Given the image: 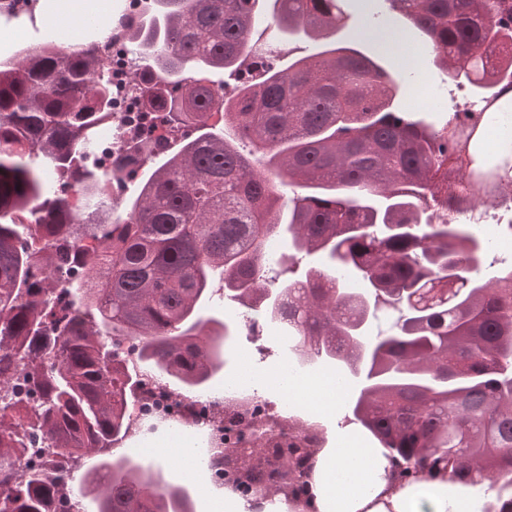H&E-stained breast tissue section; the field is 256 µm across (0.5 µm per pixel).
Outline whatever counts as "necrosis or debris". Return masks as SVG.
Here are the masks:
<instances>
[{
	"mask_svg": "<svg viewBox=\"0 0 512 512\" xmlns=\"http://www.w3.org/2000/svg\"><path fill=\"white\" fill-rule=\"evenodd\" d=\"M148 0H124L117 13L104 17L97 38L98 46L106 48L112 57L114 71L112 128L102 139L98 156L103 166H110L128 138L138 106L134 100L129 76L137 69V61L127 50L126 32L141 14ZM501 184L497 181H469L448 193V212L462 219L478 213L475 201L480 197L499 198L496 210L482 213L484 223L498 224L500 213L512 214V200L500 199ZM132 432L125 443L135 449L143 445L146 423L155 430L174 431L189 425L191 438L202 450L206 483L213 493L227 491L224 480L225 453L228 443L225 429L251 426L261 429V445L265 448L322 449L326 446L323 424L309 404L292 393H282L275 401L266 400L252 383L225 382L208 390L188 394L159 376L147 373L141 378L131 401Z\"/></svg>",
	"mask_w": 512,
	"mask_h": 512,
	"instance_id": "obj_1",
	"label": "necrosis or debris"
}]
</instances>
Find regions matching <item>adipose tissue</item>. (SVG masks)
I'll return each mask as SVG.
<instances>
[{"label":"adipose tissue","instance_id":"ef3b65f1","mask_svg":"<svg viewBox=\"0 0 512 512\" xmlns=\"http://www.w3.org/2000/svg\"><path fill=\"white\" fill-rule=\"evenodd\" d=\"M352 37H369L377 48L407 65L424 51L404 33L375 25L372 15H364ZM499 112L493 113L489 131L474 145L476 156L489 164L512 163V92L504 95ZM262 386L285 387L308 403H320L322 413L337 410V403L321 404L327 388L320 375L308 374L292 382H283L274 372L264 373ZM389 463L382 449L367 448L348 433L336 430L335 447L325 449L319 458L313 478L310 512H474L475 500L454 494L448 483L426 478L410 485L388 486L383 474Z\"/></svg>","mask_w":512,"mask_h":512}]
</instances>
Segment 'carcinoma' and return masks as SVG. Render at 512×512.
I'll return each mask as SVG.
<instances>
[{
  "label": "carcinoma",
  "instance_id": "obj_1",
  "mask_svg": "<svg viewBox=\"0 0 512 512\" xmlns=\"http://www.w3.org/2000/svg\"><path fill=\"white\" fill-rule=\"evenodd\" d=\"M387 2L449 79L507 87V0ZM347 18L343 0H150L129 33L141 112L109 176L92 160L113 115L95 44L0 61V512H57L59 486L22 463L39 441L72 467L99 457L69 486L96 512H193L186 486L112 448L141 372L194 390L224 365L229 328L202 313L215 287L359 383L354 420L399 479L512 489V268L474 277L486 246L440 197L454 145L396 109L400 78L330 41ZM300 39L327 44L277 65L272 45ZM299 253L324 269L268 287ZM54 267L81 270L62 315ZM385 308L397 318L369 333Z\"/></svg>",
  "mask_w": 512,
  "mask_h": 512
}]
</instances>
